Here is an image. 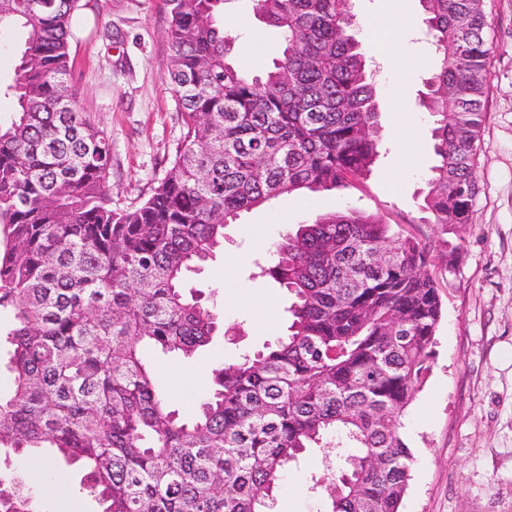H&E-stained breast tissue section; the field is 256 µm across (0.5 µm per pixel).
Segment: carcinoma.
Returning <instances> with one entry per match:
<instances>
[{"label": "carcinoma", "mask_w": 512, "mask_h": 512, "mask_svg": "<svg viewBox=\"0 0 512 512\" xmlns=\"http://www.w3.org/2000/svg\"><path fill=\"white\" fill-rule=\"evenodd\" d=\"M166 2L181 148L147 199L114 209L111 145L68 85L79 0H0V35L25 32L16 108L0 122V343L13 374L0 448L21 465L0 478V512H39L42 470L59 461L81 469L71 492L99 512H269L310 448L338 461L312 477L324 512H399L414 461L403 419L442 319L428 243L351 209L298 225L261 270L291 297L288 334L213 370L187 417L142 358L147 344L190 358L216 333L187 276L224 247L227 224L371 175L383 134L352 0H250L282 43L261 75L235 65L236 37L217 23L231 0ZM420 2L437 156L424 209L454 234L478 194L484 14L472 0Z\"/></svg>", "instance_id": "carcinoma-1"}]
</instances>
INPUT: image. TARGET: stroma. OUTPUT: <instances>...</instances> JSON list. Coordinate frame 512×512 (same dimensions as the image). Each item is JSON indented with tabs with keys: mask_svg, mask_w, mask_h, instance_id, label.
Here are the masks:
<instances>
[{
	"mask_svg": "<svg viewBox=\"0 0 512 512\" xmlns=\"http://www.w3.org/2000/svg\"><path fill=\"white\" fill-rule=\"evenodd\" d=\"M490 44V79L478 149L479 193L473 220L453 244L461 257L431 272L443 300L432 372L404 418L416 461L400 512H512V0H484ZM356 20L385 21L401 14L408 27L380 40L374 54L385 149L362 184L315 194H286L242 214L225 229L223 250L190 273L189 285L213 304L219 323L210 343L189 359L154 348L152 366L172 406L188 415L213 388L212 369L263 349L285 334L288 294L257 276L270 265V249L287 227L349 208L376 214L394 230L440 241L437 225L422 219L421 192L436 162L427 112L419 105L431 64L422 41L420 0H354ZM218 22L238 34L234 60L259 74L281 54L273 30L249 0H233ZM166 0H80L70 41V83L78 105L112 147V205L123 209L146 198L169 172L183 128L166 76ZM407 131L394 139L392 127ZM326 460L312 449L284 475L272 512H322L325 490L311 477Z\"/></svg>",
	"mask_w": 512,
	"mask_h": 512,
	"instance_id": "1",
	"label": "stroma"
}]
</instances>
